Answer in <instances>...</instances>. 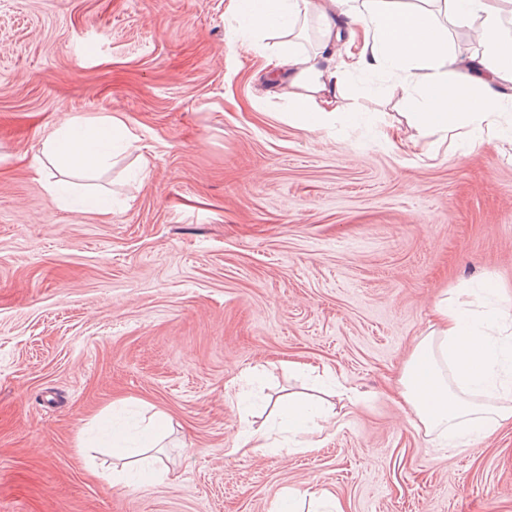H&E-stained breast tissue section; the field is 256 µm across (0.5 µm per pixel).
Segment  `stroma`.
Instances as JSON below:
<instances>
[{
  "label": "stroma",
  "mask_w": 512,
  "mask_h": 512,
  "mask_svg": "<svg viewBox=\"0 0 512 512\" xmlns=\"http://www.w3.org/2000/svg\"><path fill=\"white\" fill-rule=\"evenodd\" d=\"M228 5L0 0V512H268L308 487L345 512H512V427L436 448L390 395L444 291L512 299V144L423 155L389 72L348 76L360 123L300 129L262 69L277 37L229 40ZM109 117L140 154L36 173L50 130ZM336 381L356 397L320 448L232 453L241 421ZM156 409L162 475L106 482L113 428Z\"/></svg>",
  "instance_id": "1"
}]
</instances>
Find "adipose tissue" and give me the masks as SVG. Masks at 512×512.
<instances>
[{"label": "adipose tissue", "instance_id": "obj_1", "mask_svg": "<svg viewBox=\"0 0 512 512\" xmlns=\"http://www.w3.org/2000/svg\"><path fill=\"white\" fill-rule=\"evenodd\" d=\"M507 0H234L242 31L279 32L267 65L291 110L289 120L305 130L334 129L352 71H397L408 116L421 129L452 134L473 149L494 140L512 141V38L498 36ZM316 22L312 50L299 48L301 24ZM468 28L481 54L461 59L448 47L453 28ZM126 148L138 138L121 120L94 126L71 120L45 139L43 156L76 173L105 165L115 135ZM471 289L439 299L432 321L398 378L397 394L437 448H464L512 422V313L471 308ZM323 404L289 397L280 425L298 433V451L320 447ZM171 423L165 413L149 416L145 444L131 447L112 438V454L151 466Z\"/></svg>", "mask_w": 512, "mask_h": 512}]
</instances>
